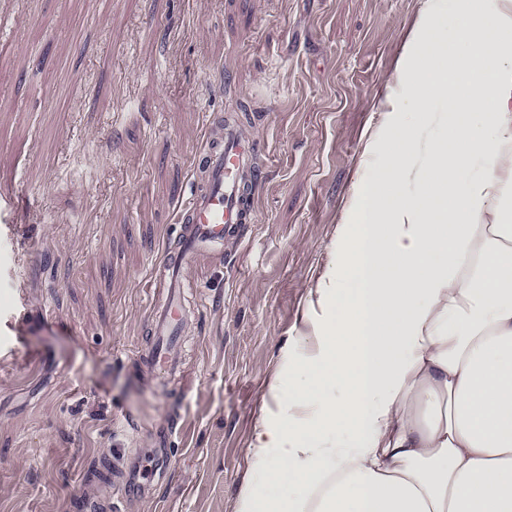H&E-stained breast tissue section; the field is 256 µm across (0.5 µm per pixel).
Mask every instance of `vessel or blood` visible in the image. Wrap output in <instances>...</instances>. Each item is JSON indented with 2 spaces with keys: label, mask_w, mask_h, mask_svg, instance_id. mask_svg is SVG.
I'll return each instance as SVG.
<instances>
[{
  "label": "vessel or blood",
  "mask_w": 512,
  "mask_h": 512,
  "mask_svg": "<svg viewBox=\"0 0 512 512\" xmlns=\"http://www.w3.org/2000/svg\"><path fill=\"white\" fill-rule=\"evenodd\" d=\"M257 151V142L228 122L223 132L208 135L197 157L199 181L178 207L177 222L182 229L178 250L161 266L164 288L153 305L157 340L144 359L158 374H168L178 365L173 346L185 322L181 271L224 241L239 239L243 226L255 220L252 192Z\"/></svg>",
  "instance_id": "1"
}]
</instances>
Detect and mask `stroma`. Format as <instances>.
I'll use <instances>...</instances> for the list:
<instances>
[{
    "mask_svg": "<svg viewBox=\"0 0 512 512\" xmlns=\"http://www.w3.org/2000/svg\"><path fill=\"white\" fill-rule=\"evenodd\" d=\"M423 0H0V512L107 499L235 512L289 338L308 330ZM260 145L256 221L186 273L197 313L158 383L152 269L211 127Z\"/></svg>",
    "mask_w": 512,
    "mask_h": 512,
    "instance_id": "1",
    "label": "stroma"
}]
</instances>
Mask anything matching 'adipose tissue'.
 <instances>
[{"mask_svg": "<svg viewBox=\"0 0 512 512\" xmlns=\"http://www.w3.org/2000/svg\"><path fill=\"white\" fill-rule=\"evenodd\" d=\"M400 72L458 148L371 135L236 512H512V0H424Z\"/></svg>", "mask_w": 512, "mask_h": 512, "instance_id": "1", "label": "adipose tissue"}]
</instances>
